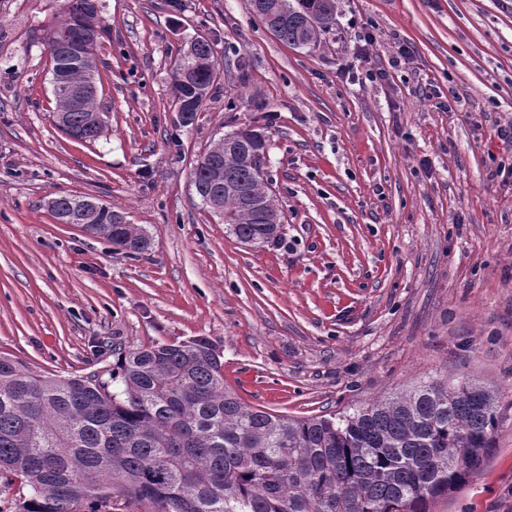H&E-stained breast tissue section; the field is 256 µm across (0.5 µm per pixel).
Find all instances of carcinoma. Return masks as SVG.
<instances>
[{"mask_svg": "<svg viewBox=\"0 0 512 512\" xmlns=\"http://www.w3.org/2000/svg\"><path fill=\"white\" fill-rule=\"evenodd\" d=\"M279 1L288 20L268 29L294 47L317 44L336 25V0ZM87 35L84 60L68 66L54 36ZM102 27L96 12L65 0L45 37L59 127L93 142L104 129L97 91L75 105L69 90L95 80ZM174 83L183 123L216 79L215 49L192 40ZM254 130L224 135V180L215 194L206 157L191 182L201 203L243 243L277 238L278 203L263 185L266 153ZM265 201L256 214L245 198ZM49 208L131 255L148 237L95 198L59 195ZM115 388L92 378L46 376L0 356V488L17 477L19 512H112V490L143 512H430L488 461L498 431L496 399L477 383L432 381L338 418H288L251 409L224 390L221 354L207 338L132 350L112 369Z\"/></svg>", "mask_w": 512, "mask_h": 512, "instance_id": "obj_1", "label": "carcinoma"}]
</instances>
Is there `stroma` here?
Instances as JSON below:
<instances>
[{
    "label": "stroma",
    "mask_w": 512,
    "mask_h": 512,
    "mask_svg": "<svg viewBox=\"0 0 512 512\" xmlns=\"http://www.w3.org/2000/svg\"><path fill=\"white\" fill-rule=\"evenodd\" d=\"M63 3L0 0V355L105 381L127 351L204 336L226 390L293 418L476 381L497 399L496 449L432 512H512V187L486 178L512 123V0H337L335 29L301 48L248 0H99L92 143L54 123L45 36ZM361 25L386 79L354 56ZM199 36L217 79L186 126L173 76ZM403 43L414 58L391 67ZM245 127L269 140L285 215L259 246L190 179ZM60 194L125 213L149 250L58 223Z\"/></svg>",
    "instance_id": "35a3bbf8"
}]
</instances>
